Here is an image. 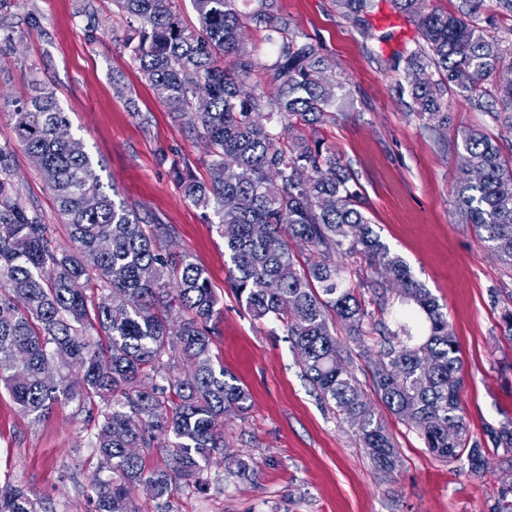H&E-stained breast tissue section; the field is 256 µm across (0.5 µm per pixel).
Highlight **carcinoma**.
Instances as JSON below:
<instances>
[{"mask_svg":"<svg viewBox=\"0 0 512 512\" xmlns=\"http://www.w3.org/2000/svg\"><path fill=\"white\" fill-rule=\"evenodd\" d=\"M237 2L192 0L200 28L190 31L174 0H113L143 79L207 140V178L189 173L179 185L205 219H217L231 263L227 287L253 317L284 325L303 376L349 423L381 473L399 467V452L385 417L343 363L330 330L335 319L359 341L369 330L384 337L370 374L383 408L411 425L434 456L483 472L488 457L463 415L461 357L447 314L374 232L336 153L294 132L297 123L313 127L329 118L342 85L325 77L329 64L316 47L288 30L278 0H259L251 14ZM334 2L359 25L374 8V0ZM392 3L421 39L393 64L404 72L400 89L413 111L446 129L448 91L472 102L494 79L495 107L486 115L512 132V45L489 37L468 19L469 9ZM250 23L279 34L272 64L241 39ZM260 72L278 82L275 96L260 91ZM0 112L23 150L39 157L74 243L57 245L53 225L13 181L11 149L0 146V385L33 422L56 404L74 402L95 423L101 476L87 512H143L136 490L147 484L151 498L172 512L176 480L208 489L214 454L228 459V474L250 477L249 462L227 454L224 444V420L246 411L250 394L214 363L218 300L204 269L187 251L157 248L174 237L172 225L147 223L103 190L82 141L58 136L70 123L50 88L34 82L24 99L1 96ZM458 155L462 221L512 267V166L480 129L462 132ZM291 240L303 247V261ZM338 253L373 269L360 287L381 304L399 302L396 328L373 321L336 265ZM176 309L190 317L173 331L168 318ZM179 359L192 365L190 375L174 372ZM154 454L166 458V468H146ZM0 512L49 510L37 496L6 485Z\"/></svg>","mask_w":512,"mask_h":512,"instance_id":"cac0c4a2","label":"carcinoma"}]
</instances>
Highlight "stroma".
Instances as JSON below:
<instances>
[{
	"label": "stroma",
	"mask_w": 512,
	"mask_h": 512,
	"mask_svg": "<svg viewBox=\"0 0 512 512\" xmlns=\"http://www.w3.org/2000/svg\"><path fill=\"white\" fill-rule=\"evenodd\" d=\"M0 0V95L26 96L31 81L56 92L72 132L82 139L104 188L149 217L176 229L172 250L189 251L203 267L218 299L212 355L250 393L248 409L224 425L231 453L250 461L249 480L228 477L223 457L207 467V493L180 488L174 512H494L512 503V451L492 436L512 429V336L501 311L512 304V269L499 261L462 221V174L457 144L463 130L483 127L512 159V133L479 108L448 93V128L436 134L400 96L391 65L416 49L415 24L390 0H376L365 27L355 26L333 0H279L290 30L314 44L331 64L327 75L343 87L332 119L318 128L364 202V212L391 252L448 315L462 359L461 403L474 438L487 450L488 468L472 475L460 463L432 455L407 423L387 416L399 451L397 470H376L348 423L313 395L302 378L282 323L254 318L226 284L230 262L224 240L200 209L184 201L176 167L205 178L203 139L182 128L142 79L123 46L125 17L112 0ZM126 95H118L116 84ZM0 145L14 151L15 181L70 247L69 229L36 164L15 141L0 114ZM336 341L345 362L370 389L367 352L380 337L357 343L343 329ZM96 428L71 403L31 422L0 387V485H15L47 500L51 512H87L95 493Z\"/></svg>",
	"instance_id": "obj_1"
}]
</instances>
